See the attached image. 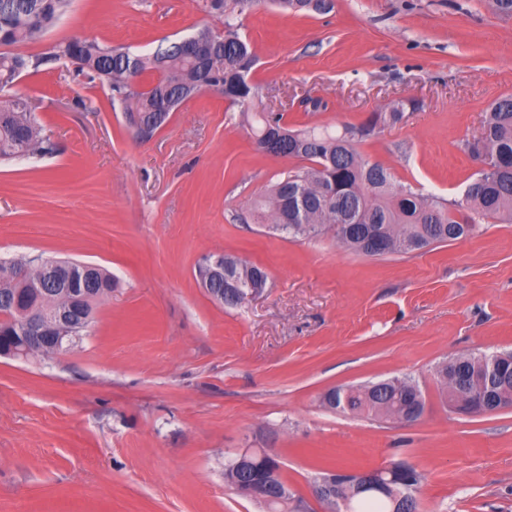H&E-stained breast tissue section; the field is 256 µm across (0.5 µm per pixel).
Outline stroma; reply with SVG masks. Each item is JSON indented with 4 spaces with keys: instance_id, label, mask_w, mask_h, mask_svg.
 <instances>
[{
    "instance_id": "1",
    "label": "stroma",
    "mask_w": 512,
    "mask_h": 512,
    "mask_svg": "<svg viewBox=\"0 0 512 512\" xmlns=\"http://www.w3.org/2000/svg\"><path fill=\"white\" fill-rule=\"evenodd\" d=\"M238 16L255 54L256 112L289 127L361 125L358 143L396 182L461 200L477 167L464 149L512 94V16L489 0H333ZM205 0H71L21 53L95 39L153 52L222 27ZM14 90L53 156L0 164V261L69 258L116 281L77 347L0 357V512H263L224 480L242 449L267 451L305 512L323 469L403 463L423 476L419 512H512V409L468 417L439 395L438 368L512 352V224L408 255L365 257L333 233L292 240L253 223L249 202L292 157L257 150L246 116L206 92L135 138L108 88L50 63ZM207 255L264 267L237 307L195 277ZM417 382L426 413L385 422L332 410L330 388Z\"/></svg>"
}]
</instances>
